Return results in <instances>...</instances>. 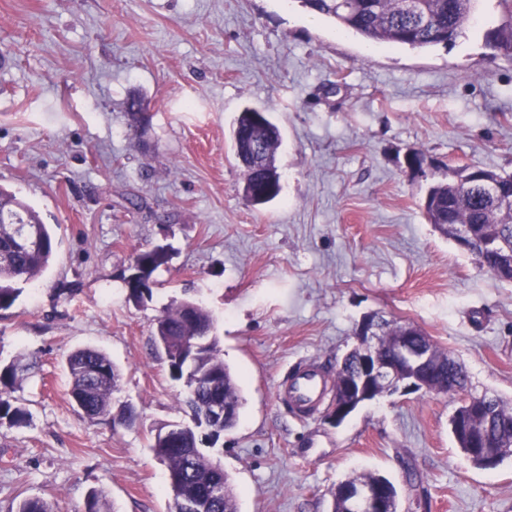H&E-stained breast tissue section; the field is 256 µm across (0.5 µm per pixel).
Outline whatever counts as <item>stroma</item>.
<instances>
[{
	"mask_svg": "<svg viewBox=\"0 0 512 512\" xmlns=\"http://www.w3.org/2000/svg\"><path fill=\"white\" fill-rule=\"evenodd\" d=\"M478 0L449 46H373L298 0H0V187L57 241L46 274L0 310V366L32 354L0 426V512H168L152 430L186 421L153 333L171 302L208 308L244 399L209 449L238 512H330L349 478H389L398 512H512V456L481 469L449 418L460 397L388 394L344 422L276 398L295 362L330 367L362 318L410 323L460 361L474 394L512 400V284L429 224V182L474 164L512 171V58ZM140 99L141 113L127 104ZM282 131L280 196L246 204L232 128L244 107ZM422 152L425 173L406 165ZM170 249L151 297L123 282L136 252ZM108 354L130 426L73 407L65 359Z\"/></svg>",
	"mask_w": 512,
	"mask_h": 512,
	"instance_id": "1",
	"label": "stroma"
}]
</instances>
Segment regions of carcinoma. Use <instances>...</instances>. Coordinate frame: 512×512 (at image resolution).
<instances>
[{
  "label": "carcinoma",
  "instance_id": "obj_1",
  "mask_svg": "<svg viewBox=\"0 0 512 512\" xmlns=\"http://www.w3.org/2000/svg\"><path fill=\"white\" fill-rule=\"evenodd\" d=\"M301 6L322 15L344 30L381 44H399L413 49L448 45L462 34L472 18L476 0H299ZM506 13L504 24L491 33L495 47L512 53V0H500ZM281 130L268 114L246 108L235 119L232 147L244 168V199L251 205H263L282 191L281 175L275 154ZM453 177L429 186L423 199L424 215L429 223L451 236L450 224H471L474 238L469 254L478 265L499 281L512 283V258L486 248L491 236L512 242V173L496 172L476 165H462L452 170ZM5 224H29L36 228L38 243L32 247L15 246L0 234V310L11 308L21 293L18 285L38 281L50 266L56 240L49 225L26 203L0 188V227ZM134 260L148 269L147 278L169 257L152 249L140 250ZM154 342L157 349H167L169 375L176 381L188 378L199 383L193 395H183L184 404L198 420L191 429L172 436L159 429L150 440L156 458L167 464L177 485L199 500L201 512H237L231 489L224 498L212 500L206 494L215 480L229 481L224 468L213 462L200 445L214 446L238 422L242 399L236 376L224 364L220 339L215 333L214 317L200 303L183 300L166 307L156 319ZM438 361L435 381L448 382V390L460 393L468 389L467 372L459 363L448 366V352L433 347ZM29 369L25 354L0 366V425L21 427L29 422L28 410L17 404L11 393ZM69 395L76 408L91 421L112 417V393L120 374L111 358L101 350L85 347L71 352L66 360ZM221 398L233 410V418L213 421L208 417L210 403ZM489 438L501 448L502 455L512 448V402L495 399L490 411ZM16 512H53L50 502L40 497L19 501Z\"/></svg>",
  "mask_w": 512,
  "mask_h": 512
}]
</instances>
